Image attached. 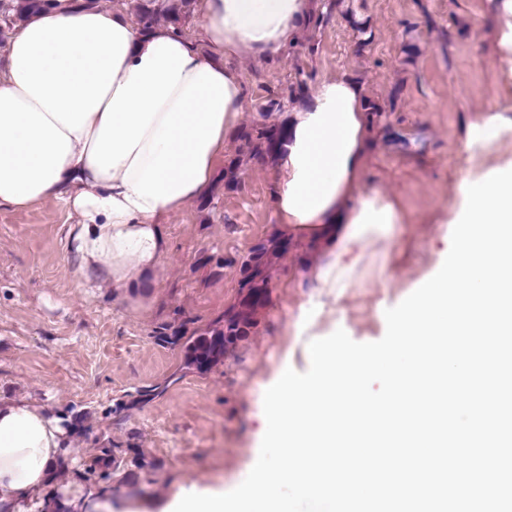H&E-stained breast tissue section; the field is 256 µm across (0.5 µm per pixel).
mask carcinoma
I'll list each match as a JSON object with an SVG mask.
<instances>
[{
	"label": "carcinoma",
	"mask_w": 512,
	"mask_h": 512,
	"mask_svg": "<svg viewBox=\"0 0 512 512\" xmlns=\"http://www.w3.org/2000/svg\"><path fill=\"white\" fill-rule=\"evenodd\" d=\"M54 0H0V11L4 20L12 25H21L41 10L51 8ZM141 29L153 28L162 17L174 28L182 29L184 16L178 0H142L139 4ZM283 129L271 126H255L244 130L240 139L249 158L263 161L273 156L281 140ZM291 243L272 236L255 245L240 266L237 301L220 317L204 326L188 327L184 322L177 326L169 324L155 331V338L163 343L177 346L183 353L180 371L182 375H204L224 362L227 350L246 339L257 324V316L269 300L270 271L275 260L288 253Z\"/></svg>",
	"instance_id": "1"
}]
</instances>
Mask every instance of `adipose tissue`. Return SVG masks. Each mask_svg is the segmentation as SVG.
Instances as JSON below:
<instances>
[{"label":"adipose tissue","mask_w":512,"mask_h":512,"mask_svg":"<svg viewBox=\"0 0 512 512\" xmlns=\"http://www.w3.org/2000/svg\"><path fill=\"white\" fill-rule=\"evenodd\" d=\"M199 40L147 31L77 0L21 25L0 64V206L60 200L76 211L68 249L82 288L119 295L168 253L162 221L200 196L238 127L244 86L233 59L295 47L314 0H197ZM275 151L277 235L321 246L306 270L319 298L300 308L311 329L336 321V302L377 243L405 220L365 179L371 122L359 84L322 81L287 113ZM512 134L495 108L468 126V181L500 168L490 147ZM72 418L27 396L0 398V512H112V490L61 474L77 462Z\"/></svg>","instance_id":"adipose-tissue-1"}]
</instances>
